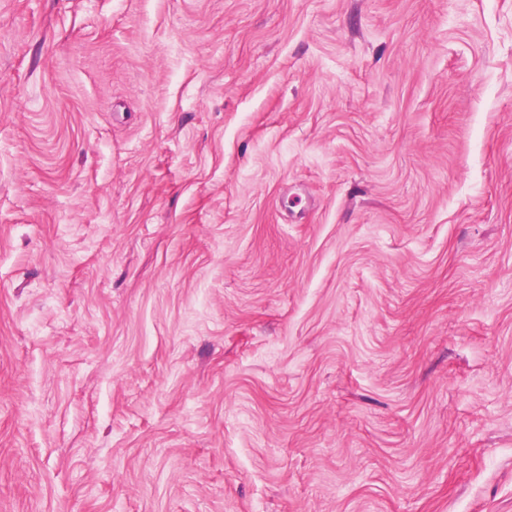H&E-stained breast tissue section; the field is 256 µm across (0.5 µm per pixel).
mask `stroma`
Instances as JSON below:
<instances>
[{"label": "stroma", "mask_w": 512, "mask_h": 512, "mask_svg": "<svg viewBox=\"0 0 512 512\" xmlns=\"http://www.w3.org/2000/svg\"><path fill=\"white\" fill-rule=\"evenodd\" d=\"M0 512H512V0H0Z\"/></svg>", "instance_id": "obj_1"}]
</instances>
